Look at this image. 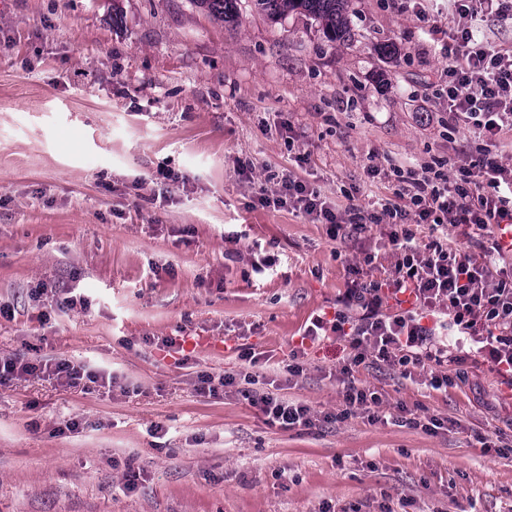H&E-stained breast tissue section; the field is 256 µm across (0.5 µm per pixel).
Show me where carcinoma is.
<instances>
[{
	"label": "carcinoma",
	"mask_w": 512,
	"mask_h": 512,
	"mask_svg": "<svg viewBox=\"0 0 512 512\" xmlns=\"http://www.w3.org/2000/svg\"><path fill=\"white\" fill-rule=\"evenodd\" d=\"M240 0H192L200 10L214 20L225 23L239 15ZM255 7L272 20L288 13L303 11L322 28L332 42H343L350 36L347 9L348 0H252Z\"/></svg>",
	"instance_id": "1"
}]
</instances>
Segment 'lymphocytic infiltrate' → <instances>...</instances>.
Returning <instances> with one entry per match:
<instances>
[{
  "instance_id": "1",
  "label": "lymphocytic infiltrate",
  "mask_w": 512,
  "mask_h": 512,
  "mask_svg": "<svg viewBox=\"0 0 512 512\" xmlns=\"http://www.w3.org/2000/svg\"><path fill=\"white\" fill-rule=\"evenodd\" d=\"M464 24L449 34L441 51L448 60V123L472 131L478 140L476 157L467 161L442 159L414 168L391 166L396 189L380 210L365 212L358 205L339 211L307 182L288 176L276 194L260 193L266 206L286 207L325 224L330 237L351 228L360 233L384 224L395 250V261L383 277L366 275L376 257L353 267L354 278L336 306L333 320L314 315L304 331L316 341L331 332L352 351L341 369L372 357L410 375L414 366L434 363L438 371L428 384L439 390L451 384L441 368L449 357L441 330L457 333L456 362L479 358L512 387V274L497 264L508 252L504 238L512 232V166L498 154L501 137L512 131V53L488 48L471 22L483 16L512 22V0H451ZM430 232L462 228L488 242L480 255L459 252L433 240L427 249L415 243L414 225ZM433 326H426V319ZM51 372L62 384L81 381L107 384L103 374L60 358L19 360L0 357V387ZM246 399L268 424L284 429L311 427L319 419L309 406L273 393L246 392Z\"/></svg>"
}]
</instances>
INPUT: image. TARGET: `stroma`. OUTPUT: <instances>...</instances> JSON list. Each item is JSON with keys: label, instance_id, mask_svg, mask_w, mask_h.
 Returning <instances> with one entry per match:
<instances>
[{"label": "stroma", "instance_id": "1", "mask_svg": "<svg viewBox=\"0 0 512 512\" xmlns=\"http://www.w3.org/2000/svg\"><path fill=\"white\" fill-rule=\"evenodd\" d=\"M239 7L222 23L191 0H0V357L115 378L0 387V512H512V451L475 440L512 447V393L487 364L449 363L435 390L433 364L407 377L370 357L346 377L347 342H301L365 253L390 267L388 237L333 239L257 201L291 174L371 211L395 183L370 165L471 154L420 17L452 30L457 15L448 0H349L350 37L333 44L305 14ZM68 296L85 306L60 307ZM162 336L184 337L190 361ZM245 347L264 360L248 367ZM202 371L252 372L254 391L339 419L268 425L236 389L199 394ZM350 381L380 394L383 421L341 417ZM404 408L454 425H401Z\"/></svg>", "mask_w": 512, "mask_h": 512}]
</instances>
